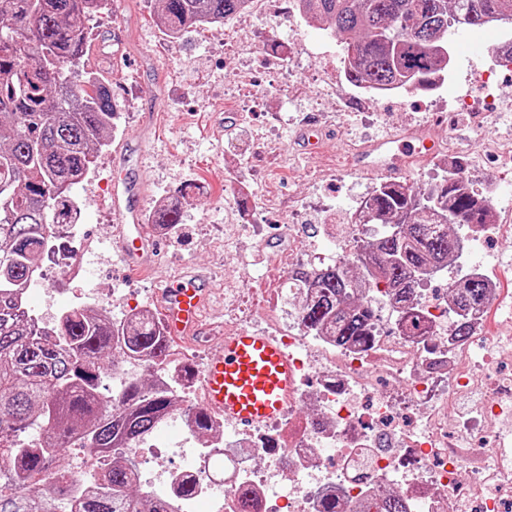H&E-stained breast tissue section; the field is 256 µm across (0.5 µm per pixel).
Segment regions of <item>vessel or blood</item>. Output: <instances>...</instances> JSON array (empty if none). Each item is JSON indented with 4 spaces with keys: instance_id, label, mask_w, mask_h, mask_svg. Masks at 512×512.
<instances>
[{
    "instance_id": "b4317fda",
    "label": "vessel or blood",
    "mask_w": 512,
    "mask_h": 512,
    "mask_svg": "<svg viewBox=\"0 0 512 512\" xmlns=\"http://www.w3.org/2000/svg\"><path fill=\"white\" fill-rule=\"evenodd\" d=\"M147 184L127 175L113 181L110 209L113 243L131 269L148 268L157 252L142 220ZM212 290L206 276L188 272L157 289L168 336L181 340L200 333L202 313ZM294 382L293 364L278 341L249 329L224 339L203 377V408L222 414L234 427L248 430L277 418L286 408Z\"/></svg>"
}]
</instances>
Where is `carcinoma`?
Listing matches in <instances>:
<instances>
[{
  "instance_id": "obj_1",
  "label": "carcinoma",
  "mask_w": 512,
  "mask_h": 512,
  "mask_svg": "<svg viewBox=\"0 0 512 512\" xmlns=\"http://www.w3.org/2000/svg\"><path fill=\"white\" fill-rule=\"evenodd\" d=\"M243 0H161L167 36L236 16ZM301 15L328 24L344 40L346 79L363 88H408L418 68L423 90L448 77L444 56L422 45L460 25L481 28L512 20V0H300ZM107 0H0V512H158L142 499L130 464L78 481L57 465L74 444L98 455L155 431L182 411L168 390L149 394L129 380L112 394L99 392L115 367L114 345L131 355L160 360L167 344L152 315L127 330L93 308L61 315L43 334L19 311L20 286L31 281L49 245L52 224H73V190L95 169L107 146L118 105L88 59V21ZM467 214L484 224L487 210L462 184L446 179L426 188L384 184L365 202L368 224L387 230L378 244L351 264H371L367 280L412 317L409 297L423 269L448 267L458 248L454 218ZM176 206L158 208L151 223L173 229ZM361 280L334 264L319 268L318 291L304 309L314 333L364 342L374 311L353 304ZM486 301L482 280L454 283L448 295L455 334L469 335L459 312Z\"/></svg>"
}]
</instances>
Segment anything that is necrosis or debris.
<instances>
[{
  "instance_id": "1",
  "label": "necrosis or debris",
  "mask_w": 512,
  "mask_h": 512,
  "mask_svg": "<svg viewBox=\"0 0 512 512\" xmlns=\"http://www.w3.org/2000/svg\"><path fill=\"white\" fill-rule=\"evenodd\" d=\"M493 95L458 100L471 113L475 149L512 163V150L487 126L501 112ZM361 205L336 227V260L358 252L374 231L360 221ZM512 241V223L490 212L467 243L485 246L479 272L488 301L470 317L471 332H453L448 291L419 288L413 305L421 321L413 328L395 320L382 291H366L376 309L372 334L363 343L315 335L302 325L305 291H285L289 305L265 312V331L278 338L296 365L288 408L278 420L184 451L166 467V450L136 440L125 448L135 470H146L149 494L166 512H320L325 499L339 512H382L399 493L409 512H512V304L497 283L500 245ZM151 375L180 389L184 410L165 429L195 438L191 420L202 392L198 370L170 360L122 359L115 382ZM193 488L184 494L183 485Z\"/></svg>"
}]
</instances>
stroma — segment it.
<instances>
[{"instance_id":"35a3bbf8","label":"stroma","mask_w":512,"mask_h":512,"mask_svg":"<svg viewBox=\"0 0 512 512\" xmlns=\"http://www.w3.org/2000/svg\"><path fill=\"white\" fill-rule=\"evenodd\" d=\"M121 2L122 9L90 23L97 44L115 49L118 66L109 83L118 112L111 146L74 190L83 222L77 236L98 242L110 234V178L122 169L111 156L138 133L147 143L137 170L148 184L146 210L165 199L179 201L183 221L175 231L155 232L157 260L148 269L128 270L114 250L102 249L84 282L61 283L49 299L31 298L30 312L40 319L55 321L60 303L86 287L105 295L117 286L125 299L152 305L156 289L167 281L202 272L217 295L206 318L205 343L222 347L226 281L243 279L247 303L262 317L283 285L282 226L298 225L303 244L329 261L336 245L322 233L326 217L341 219L355 195L383 181L381 172L357 168L349 146L407 128L417 131L439 119L440 143L462 149L466 175L477 184L493 182L497 210L512 213V167L469 150L471 120L451 109L457 98L475 95L474 75L495 64L490 48L512 37V25L454 31V61L444 83L379 100L368 124L351 91L336 85L341 39L325 23L293 13L289 0H279L276 13L204 25L177 39L168 38L158 23L159 0ZM228 27L238 32L229 44ZM261 55L271 59L265 77L242 90L252 60ZM311 118L325 129L312 153L302 136ZM232 207L242 227L228 240L224 224ZM251 224L264 226L262 240L248 232Z\"/></svg>"}]
</instances>
